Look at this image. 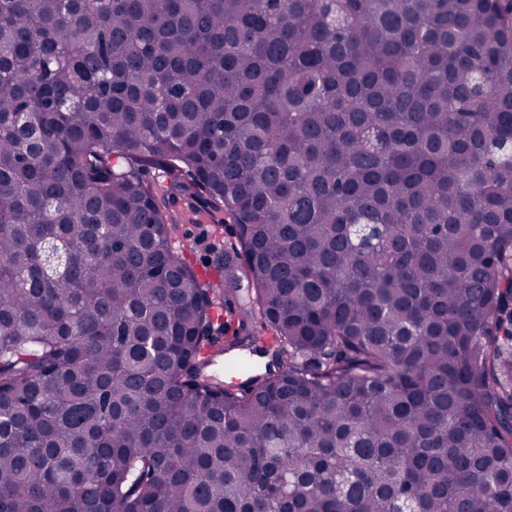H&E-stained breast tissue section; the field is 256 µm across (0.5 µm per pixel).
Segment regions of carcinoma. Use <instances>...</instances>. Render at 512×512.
I'll return each instance as SVG.
<instances>
[{"mask_svg": "<svg viewBox=\"0 0 512 512\" xmlns=\"http://www.w3.org/2000/svg\"><path fill=\"white\" fill-rule=\"evenodd\" d=\"M0 512H512V0H0ZM165 206L178 221L176 242L182 250L183 257L203 275L204 279L212 284L218 277L214 266L224 250V240L229 233L219 235L214 230L217 219L224 218V214L214 217L200 205L185 199L181 195L170 196L165 200ZM190 241V246L185 243Z\"/></svg>", "mask_w": 512, "mask_h": 512, "instance_id": "cac0c4a2", "label": "carcinoma"}]
</instances>
